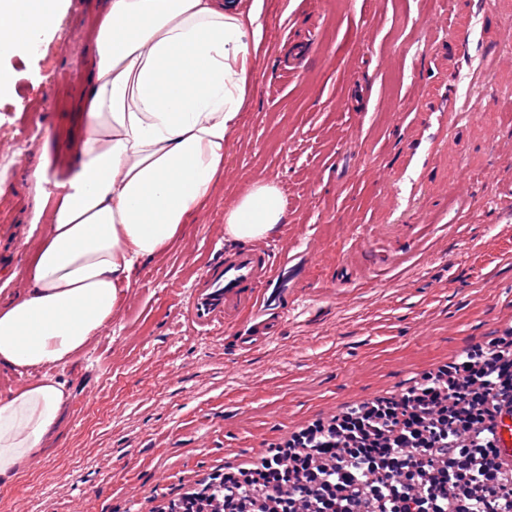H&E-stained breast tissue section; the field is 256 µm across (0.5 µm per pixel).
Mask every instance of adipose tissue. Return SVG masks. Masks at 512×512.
<instances>
[{
	"label": "adipose tissue",
	"mask_w": 512,
	"mask_h": 512,
	"mask_svg": "<svg viewBox=\"0 0 512 512\" xmlns=\"http://www.w3.org/2000/svg\"><path fill=\"white\" fill-rule=\"evenodd\" d=\"M262 0H106L85 133L65 177H30L49 222L21 294L0 304V366L29 375L0 393V484L37 456L70 394L54 374L114 322L148 261L204 209L253 79ZM61 0H0V60L56 32ZM288 221L282 191L256 180L224 210V239Z\"/></svg>",
	"instance_id": "ef3b65f1"
}]
</instances>
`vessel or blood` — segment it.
Masks as SVG:
<instances>
[{
    "mask_svg": "<svg viewBox=\"0 0 512 512\" xmlns=\"http://www.w3.org/2000/svg\"><path fill=\"white\" fill-rule=\"evenodd\" d=\"M448 10L453 33L446 44L447 73L430 93L408 99L395 159L375 196L378 222L355 239L352 256L364 273L394 267L399 257L369 248V239L410 240L412 222L439 202L466 205L456 182L443 179L442 167L460 156L470 116L486 111L483 87L512 67V56L495 48L499 33L491 0H448ZM304 268V261L290 257L273 262L263 244L227 254L195 289L186 315L198 325L241 329L239 345L249 348L265 341L286 317ZM496 423L497 447L511 459L512 409L502 408Z\"/></svg>",
    "mask_w": 512,
    "mask_h": 512,
    "instance_id": "1",
    "label": "vessel or blood"
}]
</instances>
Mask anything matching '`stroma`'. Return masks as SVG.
<instances>
[{
  "label": "stroma",
  "instance_id": "35a3bbf8",
  "mask_svg": "<svg viewBox=\"0 0 512 512\" xmlns=\"http://www.w3.org/2000/svg\"><path fill=\"white\" fill-rule=\"evenodd\" d=\"M256 78L214 195L127 293L116 321L58 370L70 399L37 465L0 485V512H164L210 477L253 462L293 433L345 407L397 396L464 348L512 331V223L496 200L512 188L511 138L497 99L471 130L470 214L449 212L402 265L366 277L349 267L354 237L372 222L395 153L394 112L417 74L435 68L431 31L441 0H263ZM96 0H70L40 52L1 61L14 92L0 96V290L20 293L37 191L29 157L49 146L50 171L77 155L93 66ZM310 40L298 71L289 40ZM263 178L285 196L274 255L309 251L294 307L275 334L239 350L232 331L199 327L186 304L232 249L224 209Z\"/></svg>",
  "mask_w": 512,
  "mask_h": 512
}]
</instances>
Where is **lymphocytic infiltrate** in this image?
I'll return each instance as SVG.
<instances>
[{
  "instance_id": "f902f5d3",
  "label": "lymphocytic infiltrate",
  "mask_w": 512,
  "mask_h": 512,
  "mask_svg": "<svg viewBox=\"0 0 512 512\" xmlns=\"http://www.w3.org/2000/svg\"><path fill=\"white\" fill-rule=\"evenodd\" d=\"M512 402V338L471 345L401 395L300 430L229 472L239 512H512L492 420Z\"/></svg>"
}]
</instances>
